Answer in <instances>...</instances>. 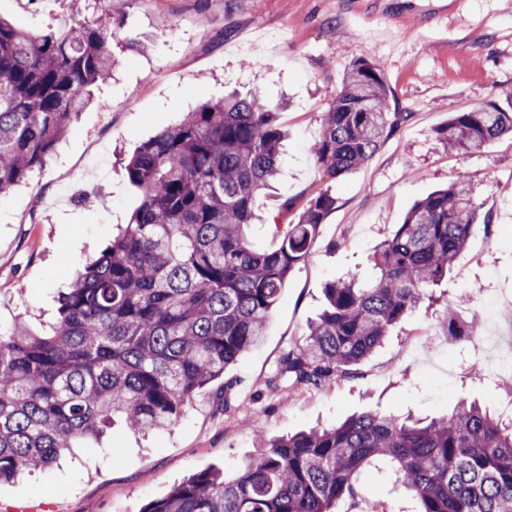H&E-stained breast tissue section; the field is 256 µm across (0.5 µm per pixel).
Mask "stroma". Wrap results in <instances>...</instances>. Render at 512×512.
<instances>
[{"label":"stroma","mask_w":512,"mask_h":512,"mask_svg":"<svg viewBox=\"0 0 512 512\" xmlns=\"http://www.w3.org/2000/svg\"><path fill=\"white\" fill-rule=\"evenodd\" d=\"M0 17L36 33L79 18L144 39L146 54L112 43L114 80L68 125L56 151L18 188L0 195V322L23 314L44 333L57 294L76 269L99 255L115 225L126 223L140 195L123 160L181 112L225 92L259 89L289 100L283 174L260 199L266 218L286 198L320 187L312 146L321 119L352 61L381 70L391 101L411 120L372 161L329 189L336 200L308 257L289 275L261 342L226 374L239 407L224 413L222 381L199 391L185 415L162 431L133 433L115 425L80 459L52 472L0 483V512H142L174 485L206 470L233 477L261 451L258 434L285 436L334 425L367 409L433 418L455 396L502 413L512 402V138L475 154L448 151L436 136L454 113L512 100V0H0ZM469 175L492 231L476 229L447 279L394 327L362 362L355 378L288 398L265 380L280 353L298 341L334 280L367 274L368 257L387 232L433 190ZM474 335L452 339L445 305ZM411 512L390 482L366 474L356 505L341 512Z\"/></svg>","instance_id":"1"}]
</instances>
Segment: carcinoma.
I'll return each instance as SVG.
<instances>
[{"label":"carcinoma","mask_w":512,"mask_h":512,"mask_svg":"<svg viewBox=\"0 0 512 512\" xmlns=\"http://www.w3.org/2000/svg\"><path fill=\"white\" fill-rule=\"evenodd\" d=\"M117 65L97 21L34 35L0 19V193L44 166L87 104L84 92L112 79ZM410 119L391 107L377 66L357 58L312 147L320 180L368 164ZM506 135L512 102L457 112L437 131L449 151L464 153ZM284 140L280 106L254 90L192 108L128 160L141 204L60 295L51 334H31L19 315L0 325V480L51 468L117 418L134 431L168 428L260 342L335 204L322 188L303 206L285 199L276 246H253L246 230L257 197L279 175ZM489 221L466 174L417 202L375 251L370 278L327 284L324 310L281 353L267 390L293 394L354 377ZM444 319L450 336H470L477 325L451 307ZM219 405L239 407L231 377ZM257 439L264 451L236 477L195 474L144 512H337L368 468L391 472L417 512H512V422L464 398L430 420L365 411Z\"/></svg>","instance_id":"cac0c4a2"}]
</instances>
